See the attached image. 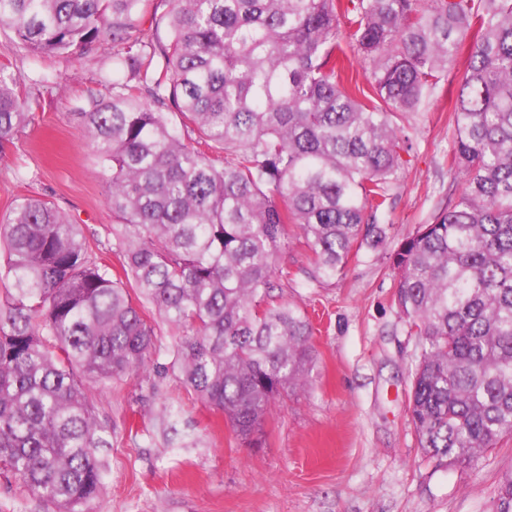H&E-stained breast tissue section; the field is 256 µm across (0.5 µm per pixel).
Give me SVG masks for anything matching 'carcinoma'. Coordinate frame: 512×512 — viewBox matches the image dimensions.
<instances>
[{
    "instance_id": "obj_1",
    "label": "carcinoma",
    "mask_w": 512,
    "mask_h": 512,
    "mask_svg": "<svg viewBox=\"0 0 512 512\" xmlns=\"http://www.w3.org/2000/svg\"><path fill=\"white\" fill-rule=\"evenodd\" d=\"M0 0L26 50L112 44L77 113L116 220L98 261L53 203L17 201L0 242V464L52 512H85L109 447L88 384L156 354L155 308L177 333L169 367L250 440L308 384L312 326L273 292L291 231L336 277L387 238L378 215L411 145L410 116L462 45L450 168L458 195L388 254L394 304L417 337L409 417L425 454L471 465L512 434V0ZM370 66L371 93L341 75ZM23 79L0 68V142L24 124ZM497 512H512V474Z\"/></svg>"
}]
</instances>
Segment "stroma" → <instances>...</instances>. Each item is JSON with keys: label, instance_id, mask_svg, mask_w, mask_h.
Here are the masks:
<instances>
[{"label": "stroma", "instance_id": "stroma-1", "mask_svg": "<svg viewBox=\"0 0 512 512\" xmlns=\"http://www.w3.org/2000/svg\"><path fill=\"white\" fill-rule=\"evenodd\" d=\"M111 62V46L97 43L69 59L32 54L0 24V66L23 78L32 102L27 123L0 147V225L16 199L43 197L82 226L118 276L108 186L76 117ZM455 91L444 82L411 120L413 148L382 218L384 245L360 250L320 282L306 277L311 255L298 240L282 252L290 276L274 295L309 317L313 368L306 387L276 402L257 445L161 371L175 338L146 308L155 363L90 388L111 442L90 512H496L500 482L512 473V435L472 467L425 457L408 420L417 339L393 303L397 275L387 258L464 181L448 169Z\"/></svg>", "mask_w": 512, "mask_h": 512}]
</instances>
